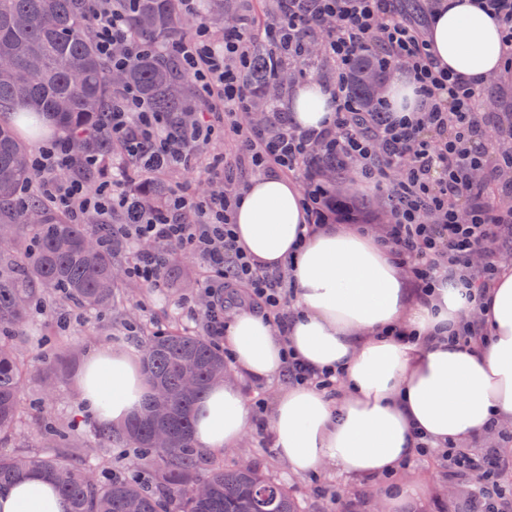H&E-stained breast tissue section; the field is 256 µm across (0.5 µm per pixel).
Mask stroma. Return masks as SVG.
I'll return each instance as SVG.
<instances>
[{
  "instance_id": "stroma-1",
  "label": "stroma",
  "mask_w": 512,
  "mask_h": 512,
  "mask_svg": "<svg viewBox=\"0 0 512 512\" xmlns=\"http://www.w3.org/2000/svg\"><path fill=\"white\" fill-rule=\"evenodd\" d=\"M262 0H225L224 17L210 15L187 17L188 28L205 24L215 35H223L228 27L240 24L255 27ZM487 105L485 137L498 139L506 127L512 126V72L490 77L486 89ZM339 196L353 200L357 206L352 223L365 227L374 223L384 194L373 184L353 179H337ZM166 287L152 288L127 278H119L116 293L120 298L118 311L111 320L101 322L89 318L79 329L58 335L61 344L73 350L68 363L58 369H45L34 363L31 347H24L28 359L23 384L22 420L17 438L0 442L7 453H37L36 432L41 425L33 403L53 386V406L58 422L66 424L81 419L83 427H92V418L82 417L79 409V378L90 351L109 349L139 357V346L158 329L183 328L179 307L184 299L198 297V288L206 275L203 267L189 251L179 252L168 267ZM231 382L239 388L247 404L263 401L264 409L254 412L251 424L234 446L221 451H208L202 456L205 466L233 469L241 464H255L266 475L284 484L293 493L301 512H378L384 502L387 484L410 487L411 495L392 512H480L481 499L473 477L449 479L448 469L439 454L415 458L409 465L397 467L391 477L354 479L333 466L316 476L294 475L287 462L280 458L271 441V413L283 380L255 381L239 371H232Z\"/></svg>"
}]
</instances>
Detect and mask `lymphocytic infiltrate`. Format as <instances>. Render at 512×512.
Masks as SVG:
<instances>
[{
	"label": "lymphocytic infiltrate",
	"instance_id": "obj_1",
	"mask_svg": "<svg viewBox=\"0 0 512 512\" xmlns=\"http://www.w3.org/2000/svg\"><path fill=\"white\" fill-rule=\"evenodd\" d=\"M281 23L266 27L264 40L272 51L304 47L316 39L319 56L335 66V113L318 130L276 127L270 121L241 126L248 92L242 72L250 62L252 42L235 33L216 38L207 26L181 44L176 58L198 83L210 109L208 118L189 128L176 126L167 113L150 108L135 88L124 90L107 115L105 130L120 150L114 161L119 173L129 167L154 174L197 163L217 134L235 141L251 171L301 175L302 203L313 224H326L346 212L327 187L322 158L341 155L355 172L376 186H388L390 204L379 233L405 271L419 298L429 297L440 273L453 279L470 314L453 336L467 348L482 337V294L476 283H489L500 270V251L512 239V208L490 204L483 197L481 173L488 170L491 145L483 139L485 83H465L436 71L429 60L423 27L398 12L394 0H277ZM95 20L98 50L112 71L122 70L139 50L111 0H88ZM394 59L407 70L423 96L421 111L397 121L390 113L377 117L357 111L344 91L352 60L364 53ZM104 157L76 158L68 140L55 139L29 159L39 191L58 210L81 221L94 215L111 219L126 211L128 221L112 227L114 237L134 248L127 267L130 278L153 288L167 282L174 249L192 251L208 269L204 282L211 301L187 316L203 320L211 336L224 335V316L247 305L272 317L286 330L293 314V289L285 268L255 266L236 244L232 215L239 192L225 189L217 162L207 165L217 191L202 196L177 189L155 211L129 209L121 181L86 184L68 178L75 165L97 168ZM455 473L475 474L483 512H507L502 475L512 457L497 448L480 456L448 446L441 453Z\"/></svg>",
	"mask_w": 512,
	"mask_h": 512
}]
</instances>
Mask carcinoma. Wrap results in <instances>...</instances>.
<instances>
[{
  "label": "carcinoma",
  "mask_w": 512,
  "mask_h": 512,
  "mask_svg": "<svg viewBox=\"0 0 512 512\" xmlns=\"http://www.w3.org/2000/svg\"><path fill=\"white\" fill-rule=\"evenodd\" d=\"M124 24L142 45L130 67L112 74L90 32L86 0H0V57L10 58L0 79V112L22 104L9 123L0 122V245L14 253L0 264V438L19 420L23 358L16 339L46 299L60 310L107 313L116 302L112 254L116 241L92 217L77 224L47 201L28 193L29 139L47 116L68 138L74 153L112 154L117 145L103 130L104 113L120 98L114 85L136 86L157 112L177 124L195 121L199 86L173 65L171 46L182 35L180 0H115ZM244 83L252 101L266 109L267 90L288 66L265 42L253 38ZM392 63L364 55L354 63L345 91L361 112H377L376 87ZM169 188L145 181L128 190L129 201L145 209L161 207ZM140 367L148 390L143 408L116 427L96 431V445L133 449L139 466L121 473L94 460L78 464L54 452L85 448L79 425L58 424L51 403L35 406L44 423L39 454L0 451V491L20 478L39 475L52 481L71 512H299L288 488L267 478L256 465L226 470L203 468L193 438L197 407L208 391L224 383V349L205 335L186 330L152 334L143 346ZM191 374L196 385L184 386ZM167 415L158 418L154 408Z\"/></svg>",
  "instance_id": "carcinoma-1"
}]
</instances>
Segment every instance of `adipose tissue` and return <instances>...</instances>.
<instances>
[{"instance_id":"ef3b65f1","label":"adipose tissue","mask_w":512,"mask_h":512,"mask_svg":"<svg viewBox=\"0 0 512 512\" xmlns=\"http://www.w3.org/2000/svg\"><path fill=\"white\" fill-rule=\"evenodd\" d=\"M481 2L438 0L428 27L434 66L465 82L501 72L512 55ZM288 111L299 127L322 126L333 117L332 87L315 79L298 85ZM234 222L237 244L254 264L289 267L296 307L283 336L262 313L233 315L224 345L237 369L254 380L277 378L290 354L342 376L336 397L292 385L276 400L275 449L295 474L333 465L350 477L382 476L414 453L418 439L462 447L491 424L512 423V267L484 289L486 336L465 350L448 342L449 329L466 313L452 284L417 298L377 233L309 225L295 182L255 178ZM398 329L415 336V345L398 340ZM81 386L82 407L100 422H122L141 407L142 378L123 354L92 353ZM107 392L112 404L105 407L100 398ZM250 422L240 390L219 385L197 410L194 438L221 450ZM0 512H70V505L31 475L0 492Z\"/></svg>"}]
</instances>
